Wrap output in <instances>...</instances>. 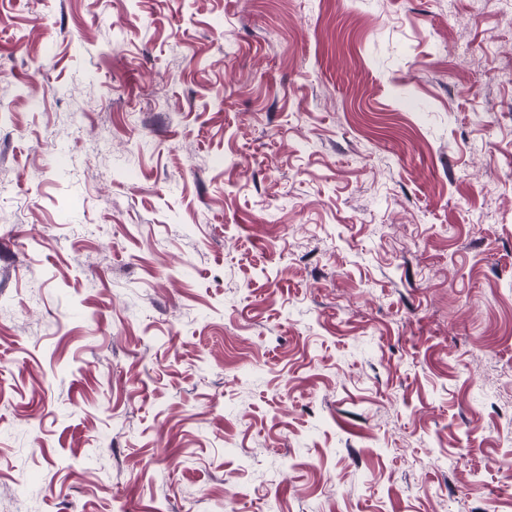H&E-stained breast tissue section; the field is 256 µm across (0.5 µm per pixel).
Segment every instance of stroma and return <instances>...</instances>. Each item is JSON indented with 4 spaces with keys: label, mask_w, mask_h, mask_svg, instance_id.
<instances>
[{
    "label": "stroma",
    "mask_w": 512,
    "mask_h": 512,
    "mask_svg": "<svg viewBox=\"0 0 512 512\" xmlns=\"http://www.w3.org/2000/svg\"><path fill=\"white\" fill-rule=\"evenodd\" d=\"M512 11L0 0V512H512Z\"/></svg>",
    "instance_id": "obj_1"
}]
</instances>
